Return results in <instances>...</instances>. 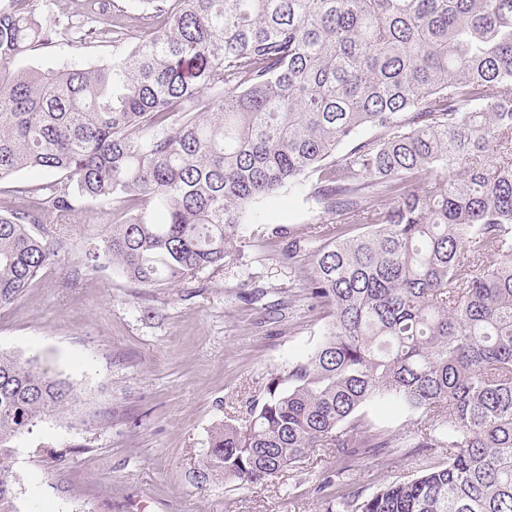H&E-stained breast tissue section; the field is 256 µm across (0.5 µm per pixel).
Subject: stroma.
<instances>
[{"mask_svg": "<svg viewBox=\"0 0 512 512\" xmlns=\"http://www.w3.org/2000/svg\"><path fill=\"white\" fill-rule=\"evenodd\" d=\"M108 0H30L54 31L31 65H93L114 54L110 33L88 48L63 33L76 16ZM72 246L35 288L0 310V352L38 357L85 393L79 415L46 417L13 442L21 512H323L328 497L369 494L383 480L408 479L440 462L436 449L398 454L361 449L351 459L324 448L279 474L241 487L201 478L213 428L262 399L271 375L309 355L327 325L296 288L303 257L288 241L254 237L257 224L306 233L312 205L283 189L247 214L240 254L176 288H147L105 270L85 251L108 234L111 207L78 198ZM264 291L258 302L254 291ZM376 428L404 437L416 417L388 397L362 410Z\"/></svg>", "mask_w": 512, "mask_h": 512, "instance_id": "stroma-1", "label": "stroma"}]
</instances>
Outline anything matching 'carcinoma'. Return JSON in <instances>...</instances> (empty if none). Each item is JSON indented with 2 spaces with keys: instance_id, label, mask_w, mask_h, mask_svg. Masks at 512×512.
I'll return each instance as SVG.
<instances>
[{
  "instance_id": "obj_1",
  "label": "carcinoma",
  "mask_w": 512,
  "mask_h": 512,
  "mask_svg": "<svg viewBox=\"0 0 512 512\" xmlns=\"http://www.w3.org/2000/svg\"><path fill=\"white\" fill-rule=\"evenodd\" d=\"M141 35L94 66H19L51 40L29 0H0V309L69 238L75 196L117 220L86 252L144 287L237 255L260 199L300 188L345 217L298 281L329 309L245 425L210 434L226 483L273 476L320 448H442L444 460L326 512H512V0H132ZM288 239V259L316 236ZM419 414L399 440L361 409ZM80 389L0 352V512H20L11 442ZM56 179L55 176L50 173L43 172L40 170H28L17 174L12 180L5 181L0 184V210L5 209L10 197L11 192L15 186L22 185H36L44 184Z\"/></svg>"
}]
</instances>
